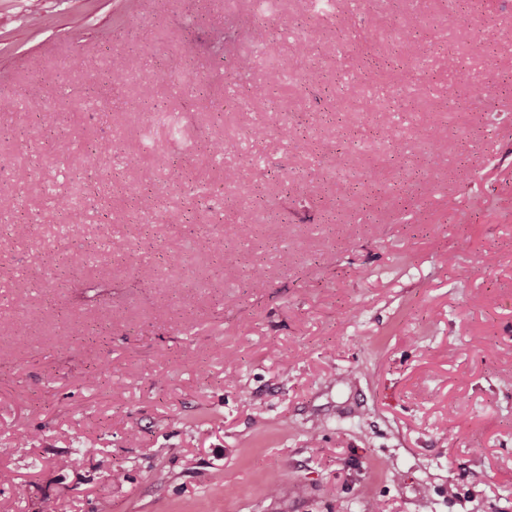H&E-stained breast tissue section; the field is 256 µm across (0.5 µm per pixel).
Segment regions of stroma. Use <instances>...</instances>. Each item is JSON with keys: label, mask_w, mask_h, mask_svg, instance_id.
Wrapping results in <instances>:
<instances>
[{"label": "stroma", "mask_w": 512, "mask_h": 512, "mask_svg": "<svg viewBox=\"0 0 512 512\" xmlns=\"http://www.w3.org/2000/svg\"><path fill=\"white\" fill-rule=\"evenodd\" d=\"M121 5L0 0V512H512V41L470 49L512 0H278L255 24L313 40V87L214 52L248 0Z\"/></svg>", "instance_id": "35a3bbf8"}]
</instances>
